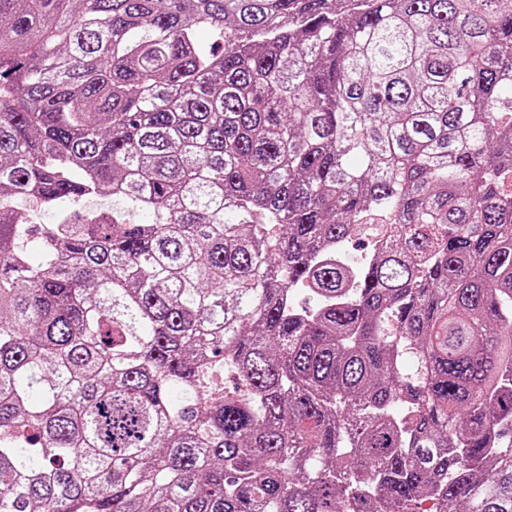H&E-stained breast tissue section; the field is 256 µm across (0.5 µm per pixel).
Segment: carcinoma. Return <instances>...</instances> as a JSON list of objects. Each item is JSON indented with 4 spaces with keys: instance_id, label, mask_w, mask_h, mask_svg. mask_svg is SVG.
<instances>
[{
    "instance_id": "cac0c4a2",
    "label": "carcinoma",
    "mask_w": 512,
    "mask_h": 512,
    "mask_svg": "<svg viewBox=\"0 0 512 512\" xmlns=\"http://www.w3.org/2000/svg\"><path fill=\"white\" fill-rule=\"evenodd\" d=\"M0 512H512V0H0Z\"/></svg>"
}]
</instances>
